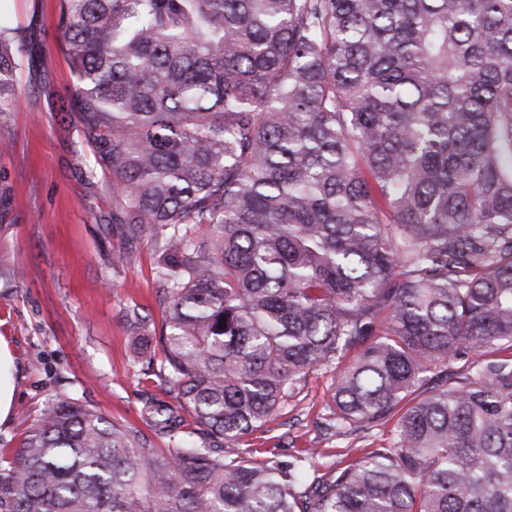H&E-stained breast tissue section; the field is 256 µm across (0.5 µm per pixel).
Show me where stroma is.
<instances>
[{
	"mask_svg": "<svg viewBox=\"0 0 512 512\" xmlns=\"http://www.w3.org/2000/svg\"><path fill=\"white\" fill-rule=\"evenodd\" d=\"M27 42L17 58L16 103L0 113V335L13 353L16 400L0 425V454L19 448L45 406L76 398L114 419L146 428L149 401L166 387L137 358V334L125 319L137 310L160 323V254L151 237L128 246L112 270L119 233L112 223V179L95 169L57 99L74 78L57 36L59 0H12ZM334 369L309 372L293 397L240 445L265 460L317 449L315 465L387 446L394 422L335 435L326 426Z\"/></svg>",
	"mask_w": 512,
	"mask_h": 512,
	"instance_id": "1",
	"label": "stroma"
}]
</instances>
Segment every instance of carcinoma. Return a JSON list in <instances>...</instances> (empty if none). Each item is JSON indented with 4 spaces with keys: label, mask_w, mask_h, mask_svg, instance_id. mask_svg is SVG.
<instances>
[{
    "label": "carcinoma",
    "mask_w": 512,
    "mask_h": 512,
    "mask_svg": "<svg viewBox=\"0 0 512 512\" xmlns=\"http://www.w3.org/2000/svg\"><path fill=\"white\" fill-rule=\"evenodd\" d=\"M57 29L113 271L164 256L140 355L179 409L47 405L0 512H512V0H60ZM20 51L0 30V112ZM351 348L333 426L396 415L393 445L237 447Z\"/></svg>",
    "instance_id": "cac0c4a2"
}]
</instances>
